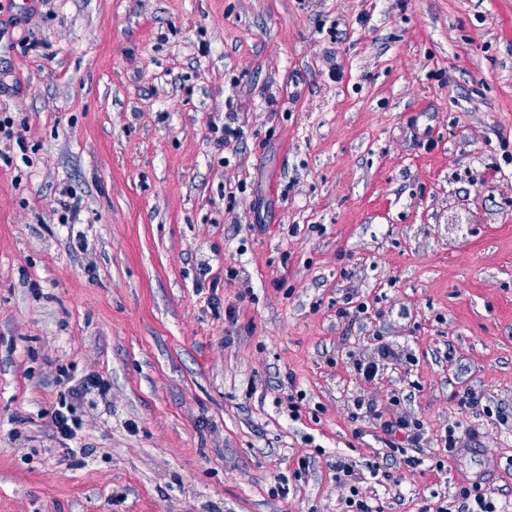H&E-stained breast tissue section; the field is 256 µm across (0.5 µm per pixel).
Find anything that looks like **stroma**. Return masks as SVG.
Returning a JSON list of instances; mask_svg holds the SVG:
<instances>
[{
    "mask_svg": "<svg viewBox=\"0 0 512 512\" xmlns=\"http://www.w3.org/2000/svg\"><path fill=\"white\" fill-rule=\"evenodd\" d=\"M13 14L0 512H343L346 463L381 512L475 482L512 512V0ZM90 376L84 461L52 414ZM391 410L419 447L389 449ZM455 423L482 455L449 453Z\"/></svg>",
    "mask_w": 512,
    "mask_h": 512,
    "instance_id": "obj_1",
    "label": "stroma"
}]
</instances>
